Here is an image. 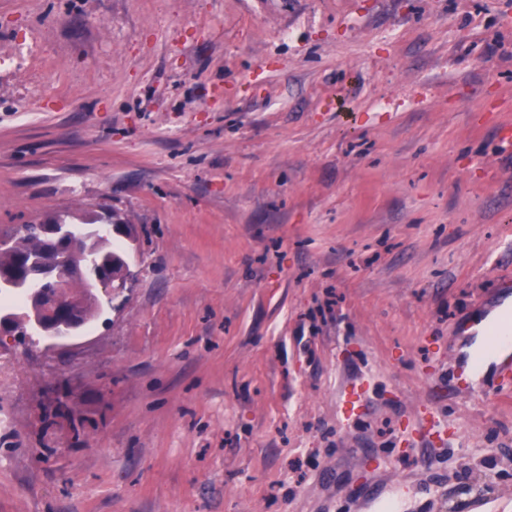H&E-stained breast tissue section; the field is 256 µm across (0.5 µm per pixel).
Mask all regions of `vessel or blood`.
<instances>
[{
  "label": "vessel or blood",
  "instance_id": "obj_1",
  "mask_svg": "<svg viewBox=\"0 0 512 512\" xmlns=\"http://www.w3.org/2000/svg\"><path fill=\"white\" fill-rule=\"evenodd\" d=\"M468 356L471 367L462 370L457 378L463 388L473 387L476 370L484 363H493L505 373L512 371V304L499 305L487 317L477 330V338Z\"/></svg>",
  "mask_w": 512,
  "mask_h": 512
}]
</instances>
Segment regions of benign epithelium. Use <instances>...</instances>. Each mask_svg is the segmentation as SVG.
Instances as JSON below:
<instances>
[{"label":"benign epithelium","mask_w":512,"mask_h":512,"mask_svg":"<svg viewBox=\"0 0 512 512\" xmlns=\"http://www.w3.org/2000/svg\"><path fill=\"white\" fill-rule=\"evenodd\" d=\"M113 231L128 240L135 238V228L118 222L95 224L91 230L76 234L69 224H41L39 234L57 247L58 258L48 260L44 257L32 258L23 263L17 271L0 272V285L7 286L24 293L29 308L21 315L12 311L0 312V335L9 336L15 323L22 322L43 333L47 346L50 348L65 347L81 331L84 326L79 311L61 294H53L44 285L56 280L65 273L83 279L85 294L91 299H98L92 286L98 285L105 292L112 291V275L99 271L89 273L85 269L70 270L61 267L65 255L81 245L89 248L92 240L100 233Z\"/></svg>","instance_id":"benign-epithelium-1"}]
</instances>
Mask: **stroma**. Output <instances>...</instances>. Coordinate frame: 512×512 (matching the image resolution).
I'll return each instance as SVG.
<instances>
[{
    "mask_svg": "<svg viewBox=\"0 0 512 512\" xmlns=\"http://www.w3.org/2000/svg\"><path fill=\"white\" fill-rule=\"evenodd\" d=\"M134 225L0 350V512H512V0H0V228ZM364 407L341 413L353 387ZM506 299L474 333L478 334L468 352L471 359L470 370H462L457 377L459 386L473 388L478 368L490 362L499 366L502 372L512 369V299L511 305H505Z\"/></svg>",
    "mask_w": 512,
    "mask_h": 512,
    "instance_id": "stroma-1",
    "label": "stroma"
}]
</instances>
